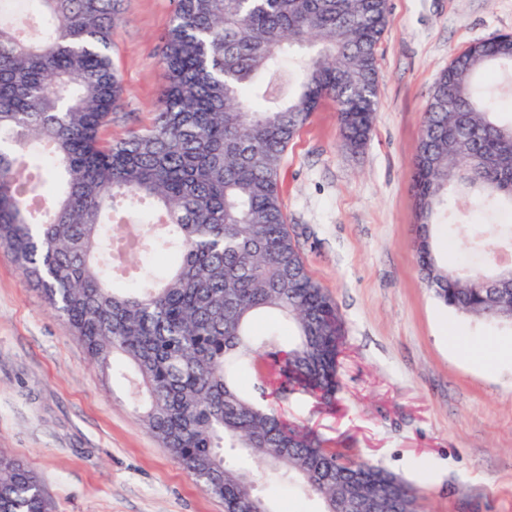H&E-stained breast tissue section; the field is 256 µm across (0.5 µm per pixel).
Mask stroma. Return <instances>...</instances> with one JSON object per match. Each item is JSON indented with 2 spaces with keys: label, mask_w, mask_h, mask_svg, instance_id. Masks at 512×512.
<instances>
[{
  "label": "stroma",
  "mask_w": 512,
  "mask_h": 512,
  "mask_svg": "<svg viewBox=\"0 0 512 512\" xmlns=\"http://www.w3.org/2000/svg\"><path fill=\"white\" fill-rule=\"evenodd\" d=\"M378 46V108L360 151L324 101L290 143L280 193L313 277L346 325L342 390L327 406L283 404L288 422L417 488L424 512H512V362L490 370L456 355L512 341V328L461 315L426 288L412 248L411 168L437 76L470 44L512 32V0H389ZM173 0H122L112 31L124 85L113 136L149 122L161 86L159 46ZM442 254L465 264L483 223L450 201ZM133 370L92 365L42 291L0 247V448L39 477L54 512H224L145 428ZM256 488L274 512H323L299 488Z\"/></svg>",
  "instance_id": "1"
}]
</instances>
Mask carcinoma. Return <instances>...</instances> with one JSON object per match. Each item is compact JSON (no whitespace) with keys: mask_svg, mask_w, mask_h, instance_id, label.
I'll list each match as a JSON object with an SVG mask.
<instances>
[{"mask_svg":"<svg viewBox=\"0 0 512 512\" xmlns=\"http://www.w3.org/2000/svg\"><path fill=\"white\" fill-rule=\"evenodd\" d=\"M119 0H0V245L103 370L142 386L143 421L224 512H273L242 464L299 482L324 512H421L387 470L288 425L266 402L339 392L345 324L313 277L280 197L288 146L321 103L362 149L377 108L388 0H174L148 124L105 135L124 88L112 59ZM512 70L499 39L458 54L435 82L411 186L430 241L414 244L444 305L491 323L512 298L479 277L485 242L451 267L441 215L462 189L512 246ZM167 266L145 280L137 256ZM262 314L288 323L250 332ZM291 353L282 364V351ZM247 366L260 398L233 375ZM0 512H52L37 476L0 449Z\"/></svg>","mask_w":512,"mask_h":512,"instance_id":"obj_1","label":"carcinoma"}]
</instances>
